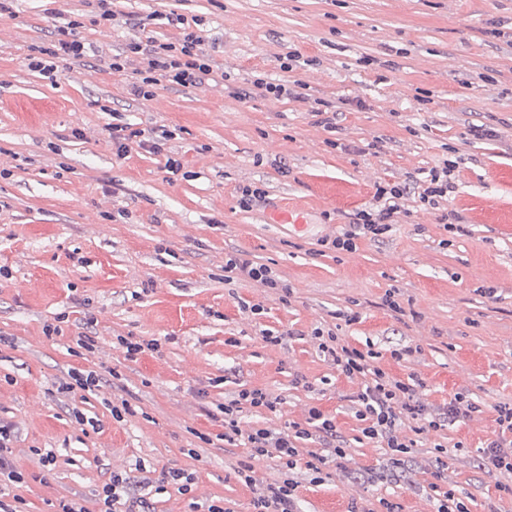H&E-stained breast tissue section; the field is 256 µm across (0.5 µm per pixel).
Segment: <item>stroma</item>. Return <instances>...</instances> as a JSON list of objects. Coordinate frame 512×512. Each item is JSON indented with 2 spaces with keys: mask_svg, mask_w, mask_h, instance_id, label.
<instances>
[{
  "mask_svg": "<svg viewBox=\"0 0 512 512\" xmlns=\"http://www.w3.org/2000/svg\"><path fill=\"white\" fill-rule=\"evenodd\" d=\"M124 27L93 22L90 0H12L0 14V420L13 425L28 475L26 512L80 496L96 512L110 473H127L155 512H205L220 499L251 512L236 477L249 450L224 440L225 394L265 388L277 414L244 411L248 426L286 431L311 406L334 416L347 454L328 461L321 485L300 489L301 512H348L386 498L400 512H433L436 488L469 512H512V473L484 466L498 435L497 405L512 403V0H112ZM196 19L215 72L195 87L160 83L151 99L110 68L133 37L175 40L176 16ZM79 19L84 58L55 76L32 71L33 48ZM292 55L298 65L280 67ZM300 81L308 101L256 92L253 81ZM334 114L325 125L314 100ZM140 132L118 156L110 128ZM168 132L165 151L148 141ZM376 144V153L367 145ZM177 159L169 172L167 158ZM460 158L452 208L422 206L417 185ZM407 186L410 216L352 252L321 247L368 205L381 184ZM266 200L251 210L239 190ZM291 207L303 225L280 224ZM268 266L289 292L226 281L229 257ZM400 290V312L384 303ZM261 308L242 311L240 301ZM356 313L353 323L338 320ZM66 313L63 333L45 324ZM336 329L346 345L378 353L396 377L417 375L421 398L469 416L417 436L401 474L379 478L384 449L360 437L352 413L360 381L338 376L312 332ZM289 333L267 345L262 330ZM94 352L69 351L72 336ZM156 339L157 352L125 359L116 339ZM413 347L406 360L392 351ZM102 378L89 396L62 394L72 369ZM305 378V385L294 382ZM135 410L113 420L112 401ZM82 409L96 423L81 431ZM448 448L437 467L435 444ZM57 465L44 471L36 449ZM181 468L191 495L156 493L136 469Z\"/></svg>",
  "mask_w": 512,
  "mask_h": 512,
  "instance_id": "obj_1",
  "label": "stroma"
}]
</instances>
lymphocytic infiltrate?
Here are the masks:
<instances>
[{"label":"lymphocytic infiltrate","instance_id":"lymphocytic-infiltrate-1","mask_svg":"<svg viewBox=\"0 0 512 512\" xmlns=\"http://www.w3.org/2000/svg\"><path fill=\"white\" fill-rule=\"evenodd\" d=\"M78 27V21L68 22L67 28L72 31V38L38 48L36 54L28 58L30 66L50 75L55 71L57 58H81L86 46L75 35ZM128 50V55H136L139 59L132 90L135 95L144 98L151 96L154 86L160 81L188 87L213 72L203 37L190 28L184 29L177 42L159 44L152 40L144 43L133 41L129 43ZM128 55L113 56L112 71H125ZM403 197L404 191L400 185L377 187L372 203L354 213L349 223L341 225L330 242L331 248L351 252L355 250L359 238L375 239L388 233L405 213ZM314 337L324 359L339 374L350 379H362L363 386L354 401V416L362 424L363 437L388 449L391 462H398L413 446L405 435L408 423H416L417 433L422 434L441 429L449 422L467 416L474 408L470 399L461 394L450 399L443 410L425 404L417 396V389L423 384L418 376L412 375L405 380L391 376L375 365V352L349 347L333 331L318 328L314 331ZM281 403L279 396L266 390L243 388L226 396L221 408L225 440L240 442L250 450V458L241 463L237 476L252 488L253 512H298L301 484H321L327 458L344 455L343 448L336 447L325 455L314 452L309 458H302L298 440H321L336 432L334 418L315 406L310 408L305 426L296 427L291 434L268 428L243 427L241 414L244 408L274 413L279 410ZM496 412L501 435L482 448V457L488 467L512 470V404L498 405ZM265 457L279 460L283 477L277 483L257 487L251 476L252 462ZM129 484L127 474H112L98 491L99 512H145L139 502L131 500Z\"/></svg>","mask_w":512,"mask_h":512}]
</instances>
